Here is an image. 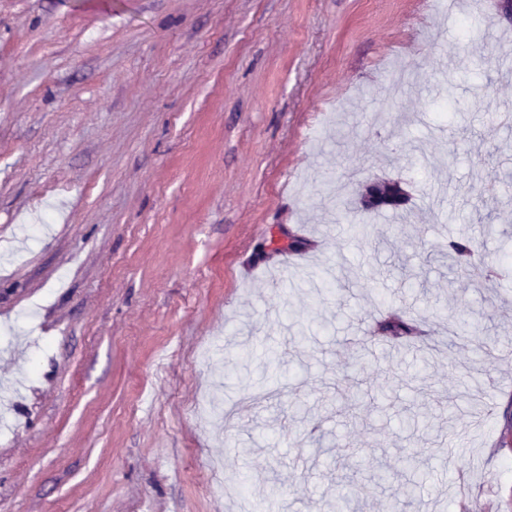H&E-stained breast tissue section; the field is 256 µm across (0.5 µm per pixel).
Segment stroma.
<instances>
[{
	"mask_svg": "<svg viewBox=\"0 0 512 512\" xmlns=\"http://www.w3.org/2000/svg\"><path fill=\"white\" fill-rule=\"evenodd\" d=\"M458 2L0 0V512H385L409 456L512 512V23ZM447 251L456 257L458 264L457 272L460 276L472 280L483 276L484 269L479 258L481 249L475 240H450L448 243L444 242L438 245V252L447 254Z\"/></svg>",
	"mask_w": 512,
	"mask_h": 512,
	"instance_id": "stroma-1",
	"label": "stroma"
}]
</instances>
